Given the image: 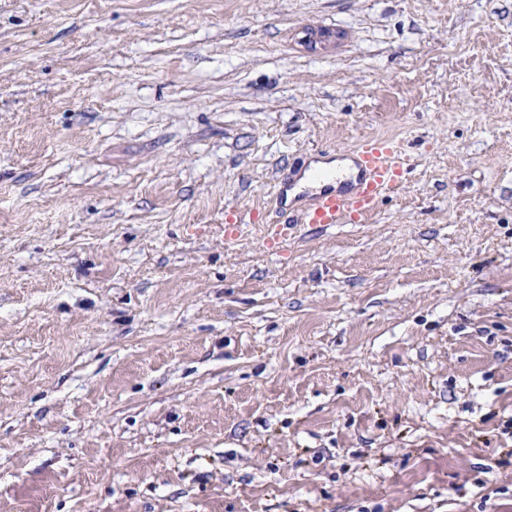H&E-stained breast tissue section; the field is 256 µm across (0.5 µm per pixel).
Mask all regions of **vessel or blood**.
<instances>
[{
    "mask_svg": "<svg viewBox=\"0 0 512 512\" xmlns=\"http://www.w3.org/2000/svg\"><path fill=\"white\" fill-rule=\"evenodd\" d=\"M354 153L359 160L356 179L344 186L327 185L302 198L299 220H277L271 244H278L299 222L329 227L361 220L400 186L410 168L406 148L393 138L366 139Z\"/></svg>",
    "mask_w": 512,
    "mask_h": 512,
    "instance_id": "vessel-or-blood-1",
    "label": "vessel or blood"
}]
</instances>
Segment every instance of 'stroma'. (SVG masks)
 I'll return each mask as SVG.
<instances>
[{"mask_svg": "<svg viewBox=\"0 0 512 512\" xmlns=\"http://www.w3.org/2000/svg\"><path fill=\"white\" fill-rule=\"evenodd\" d=\"M0 512H512V0H0ZM354 153L360 167L356 179L345 186L329 184L302 198L300 224L358 222L400 186L410 168L407 149L394 138H368Z\"/></svg>", "mask_w": 512, "mask_h": 512, "instance_id": "35a3bbf8", "label": "stroma"}]
</instances>
